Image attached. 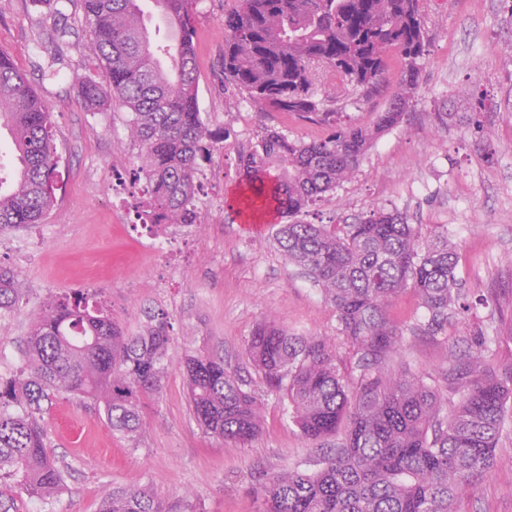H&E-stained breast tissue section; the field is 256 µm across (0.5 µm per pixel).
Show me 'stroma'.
I'll return each mask as SVG.
<instances>
[{
  "label": "stroma",
  "instance_id": "stroma-1",
  "mask_svg": "<svg viewBox=\"0 0 512 512\" xmlns=\"http://www.w3.org/2000/svg\"><path fill=\"white\" fill-rule=\"evenodd\" d=\"M237 0H198V108L224 142L202 162L200 221L152 233L134 206V182L116 186L139 153L129 114L115 104L90 112L78 93L81 77L105 81L95 60L80 0H0V51L23 69L52 109L60 157L56 202L42 223L0 235V266L20 288L13 311L0 314V377L19 374L34 317L48 302L73 293L101 301L128 332L166 314L173 343L162 388L146 401L139 433L113 431L90 401L56 392L45 415L48 451L63 469L66 489L44 501L16 499L17 512H100L119 487L144 489L196 512H258L251 494L259 472H310L323 447L305 441L246 355L256 326L271 318L299 336L333 344L337 365L358 374L356 357L337 329L336 312L320 288L290 264L269 227H250L226 201L239 185L238 154L264 128L291 138L324 136L315 123L270 112L243 98L224 79L225 13ZM428 32L419 85L403 123L379 137L358 171L304 213L312 224H350L374 209H396L423 238L448 233L456 244V275L474 306L432 337L416 330L424 316L404 291L389 309L402 330L389 368L415 374L449 403L448 351L482 332L493 342L494 368L512 366V0H423ZM449 113L440 122L439 113ZM171 237L156 251L155 237ZM206 353L237 370L260 401L264 426L236 447L207 434L190 406L183 360ZM497 466L458 500L457 512H512V409L496 448Z\"/></svg>",
  "mask_w": 512,
  "mask_h": 512
}]
</instances>
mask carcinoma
I'll list each match as a JSON object with an SVG mask.
<instances>
[{
	"label": "carcinoma",
	"instance_id": "cac0c4a2",
	"mask_svg": "<svg viewBox=\"0 0 512 512\" xmlns=\"http://www.w3.org/2000/svg\"><path fill=\"white\" fill-rule=\"evenodd\" d=\"M96 55L108 74L79 84L92 111L118 100L131 112V137L142 162V205L152 224H194L199 161L218 141L198 111L194 37L197 0H155L182 33L184 52L158 65L157 44L139 0H80ZM428 35L420 0H238L224 15V78L248 100L330 128L313 141L267 129L238 155L245 197L229 207L274 212V240L336 311L338 330L358 356L359 375L342 376L336 351L318 336H297L274 321L247 341L252 366L272 390L287 393L301 436L321 444L344 430L313 472L262 474L260 512H454L453 505L496 462L512 367L487 364L486 337L448 366V387L460 399L446 409L423 379L386 368L401 332L388 307L410 289L426 310L421 330L442 332L467 310L456 277L458 255L448 234L420 242L418 225L398 210H376L352 224H310L307 208L359 167L372 143L398 126L414 97ZM399 60L396 90L371 127L341 121L351 104L387 88L391 55ZM346 84V93L318 88V69ZM50 108L14 60L0 52V130L10 135L11 172L0 177V234L39 224L54 203L58 156ZM19 302L14 273L0 267V311ZM172 344L168 321L152 317L129 335L103 307L78 292L48 304L22 349L27 370L0 380V512L13 493L51 497L64 472L46 449L44 404L66 390L102 405L112 430L131 435L143 424L142 400L159 392ZM193 413L207 433L236 446L255 439L261 404L224 360L184 358ZM101 512H191L146 491L115 490Z\"/></svg>",
	"mask_w": 512,
	"mask_h": 512
}]
</instances>
